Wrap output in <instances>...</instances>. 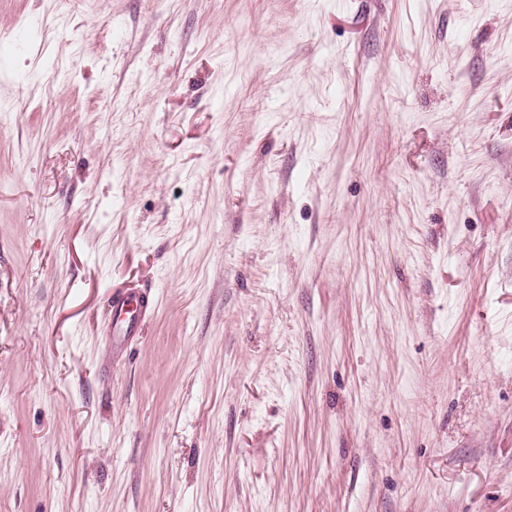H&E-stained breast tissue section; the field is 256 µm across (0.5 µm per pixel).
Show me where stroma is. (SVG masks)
Segmentation results:
<instances>
[{
	"label": "stroma",
	"instance_id": "35a3bbf8",
	"mask_svg": "<svg viewBox=\"0 0 512 512\" xmlns=\"http://www.w3.org/2000/svg\"><path fill=\"white\" fill-rule=\"evenodd\" d=\"M0 512H512V0H0ZM151 289L136 292L118 291L112 294L111 336L112 353L121 352L137 337L142 336L144 320L152 308Z\"/></svg>",
	"mask_w": 512,
	"mask_h": 512
}]
</instances>
